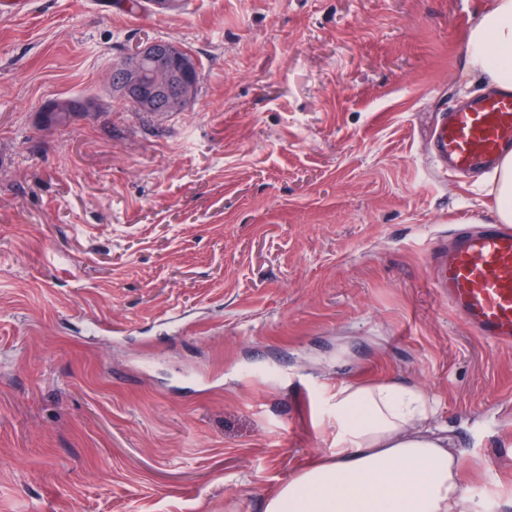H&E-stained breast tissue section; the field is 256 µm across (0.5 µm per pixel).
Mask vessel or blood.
Wrapping results in <instances>:
<instances>
[{
	"label": "vessel or blood",
	"instance_id": "vessel-or-blood-1",
	"mask_svg": "<svg viewBox=\"0 0 512 512\" xmlns=\"http://www.w3.org/2000/svg\"><path fill=\"white\" fill-rule=\"evenodd\" d=\"M512 153V93L470 97L441 110L428 156L442 173L486 171ZM437 293L475 334L512 345V226L459 222L433 249Z\"/></svg>",
	"mask_w": 512,
	"mask_h": 512
}]
</instances>
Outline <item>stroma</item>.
I'll return each instance as SVG.
<instances>
[{"label":"stroma","mask_w":512,"mask_h":512,"mask_svg":"<svg viewBox=\"0 0 512 512\" xmlns=\"http://www.w3.org/2000/svg\"><path fill=\"white\" fill-rule=\"evenodd\" d=\"M26 0L0 14V512H262L336 446V383L427 392L471 512H512V347L440 299L431 245L492 216L434 173L484 93L493 0ZM150 40L183 112L108 87ZM88 115L44 126L58 98ZM108 82L139 112H183L197 95L199 75L180 46L153 41L119 60Z\"/></svg>","instance_id":"stroma-1"}]
</instances>
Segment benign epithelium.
Segmentation results:
<instances>
[{
    "label": "benign epithelium",
    "mask_w": 512,
    "mask_h": 512,
    "mask_svg": "<svg viewBox=\"0 0 512 512\" xmlns=\"http://www.w3.org/2000/svg\"><path fill=\"white\" fill-rule=\"evenodd\" d=\"M198 67L180 46L167 41L148 42L118 61L109 77L112 91L139 112H182L198 91ZM89 111L84 99L59 98L42 113L47 125L65 123L78 113Z\"/></svg>",
    "instance_id": "7a95c632"
}]
</instances>
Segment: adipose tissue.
Wrapping results in <instances>:
<instances>
[{
  "label": "adipose tissue",
  "mask_w": 512,
  "mask_h": 512,
  "mask_svg": "<svg viewBox=\"0 0 512 512\" xmlns=\"http://www.w3.org/2000/svg\"><path fill=\"white\" fill-rule=\"evenodd\" d=\"M468 72L512 91V0H494L465 38ZM494 221L512 223V154L490 178ZM336 451L265 498L263 512H470L461 463L423 390L399 382L339 383Z\"/></svg>",
  "instance_id": "adipose-tissue-1"
}]
</instances>
